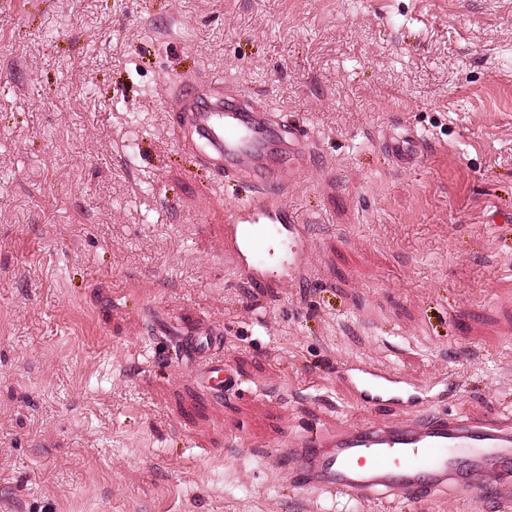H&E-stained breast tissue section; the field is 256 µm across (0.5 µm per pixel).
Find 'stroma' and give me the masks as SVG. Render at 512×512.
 I'll return each mask as SVG.
<instances>
[{
	"label": "stroma",
	"mask_w": 512,
	"mask_h": 512,
	"mask_svg": "<svg viewBox=\"0 0 512 512\" xmlns=\"http://www.w3.org/2000/svg\"><path fill=\"white\" fill-rule=\"evenodd\" d=\"M188 76L308 130L284 190L306 278L225 265L252 185L175 140ZM407 127L403 169L381 142ZM156 312L220 328L237 390L197 382ZM348 361L411 375L430 413L512 414V0H0V512H385L271 463L382 419ZM424 138L414 129L407 127L400 135H385L383 145L400 164H409L423 151Z\"/></svg>",
	"instance_id": "stroma-1"
}]
</instances>
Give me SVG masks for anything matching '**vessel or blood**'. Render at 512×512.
<instances>
[{
	"instance_id": "obj_1",
	"label": "vessel or blood",
	"mask_w": 512,
	"mask_h": 512,
	"mask_svg": "<svg viewBox=\"0 0 512 512\" xmlns=\"http://www.w3.org/2000/svg\"><path fill=\"white\" fill-rule=\"evenodd\" d=\"M170 96L185 116L183 143L203 140L211 154L208 167L217 176L255 177L254 192L233 206L224 224V259L246 282L276 288L268 258L274 245H288V274L302 276L305 225L287 224L288 211L278 190L283 184L285 157L298 155L307 144L304 129L289 128L280 136L266 112L249 106L245 95L223 83L183 79ZM424 138L412 128L386 135L383 144L398 163L408 164L423 151ZM195 377L214 386L215 393L232 388L215 346V332L201 324L179 337ZM351 388L365 402L383 407L388 420L352 428L307 429L290 436L275 457L280 471L308 491L380 499L394 504L401 498L419 502L485 484L502 497L512 496V419L478 420L465 411L413 416L419 391L403 374L369 362L350 368Z\"/></svg>"
}]
</instances>
